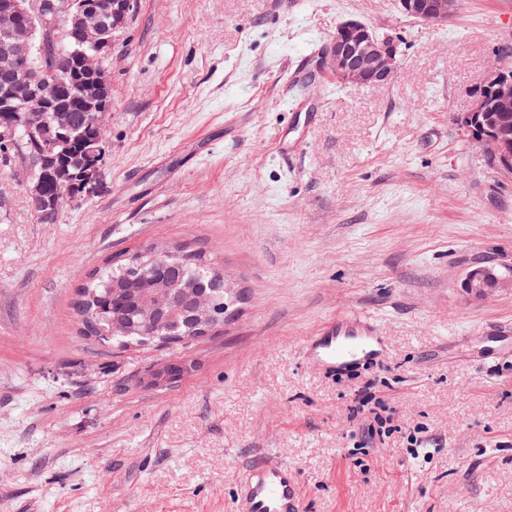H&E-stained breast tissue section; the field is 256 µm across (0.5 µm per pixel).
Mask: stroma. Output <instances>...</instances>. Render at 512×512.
I'll return each instance as SVG.
<instances>
[{
  "mask_svg": "<svg viewBox=\"0 0 512 512\" xmlns=\"http://www.w3.org/2000/svg\"><path fill=\"white\" fill-rule=\"evenodd\" d=\"M132 4L92 189L40 219L28 160L0 157V512H235L269 462L304 512H512V294L461 288L512 263V179L456 121L512 68V0L442 24L396 0ZM346 19L400 38L388 85L314 70ZM171 245L223 269L224 328L85 335L88 275ZM346 312L385 348L331 375L305 343ZM170 358L187 375L150 385Z\"/></svg>",
  "mask_w": 512,
  "mask_h": 512,
  "instance_id": "stroma-1",
  "label": "stroma"
}]
</instances>
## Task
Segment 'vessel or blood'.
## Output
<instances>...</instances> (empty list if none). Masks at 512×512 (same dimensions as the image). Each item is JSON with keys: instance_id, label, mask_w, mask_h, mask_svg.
Wrapping results in <instances>:
<instances>
[{"instance_id": "vessel-or-blood-1", "label": "vessel or blood", "mask_w": 512, "mask_h": 512, "mask_svg": "<svg viewBox=\"0 0 512 512\" xmlns=\"http://www.w3.org/2000/svg\"><path fill=\"white\" fill-rule=\"evenodd\" d=\"M306 351L322 368L335 371L361 359H379L383 340L368 317L342 314L310 338ZM239 512H303L299 488L287 467H254L239 498Z\"/></svg>"}]
</instances>
